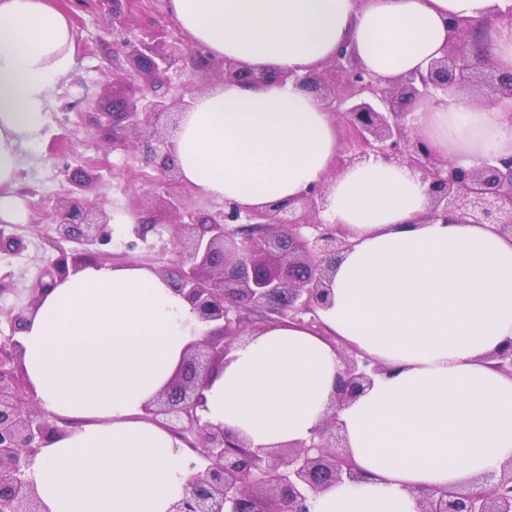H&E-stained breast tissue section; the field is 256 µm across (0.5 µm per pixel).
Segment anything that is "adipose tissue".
<instances>
[{
  "label": "adipose tissue",
  "mask_w": 512,
  "mask_h": 512,
  "mask_svg": "<svg viewBox=\"0 0 512 512\" xmlns=\"http://www.w3.org/2000/svg\"><path fill=\"white\" fill-rule=\"evenodd\" d=\"M501 0H169L189 40L213 57L284 72L268 85L227 82L197 95L175 135L182 181L203 195L264 208L327 178L340 152L336 118L300 76L352 47L387 80L422 67L448 41L450 18L484 24L512 70ZM70 17L48 0H0V222L20 219L11 189L41 139L73 66ZM405 121L435 155L464 168L512 155V107L438 92ZM327 219L350 249L336 265L327 330L269 323L234 345L202 390V421L252 448L309 440L344 365L337 336L387 374L337 410L366 479L328 487L312 512H417L421 489L476 488L512 460V377L491 353L512 342V239L489 224L423 222L428 186L370 158L332 181ZM206 327L156 271L83 267L47 290L17 339L41 407L69 421L28 469L47 512H168L195 453L148 419Z\"/></svg>",
  "instance_id": "adipose-tissue-1"
}]
</instances>
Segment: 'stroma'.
<instances>
[{"label": "stroma", "instance_id": "obj_1", "mask_svg": "<svg viewBox=\"0 0 512 512\" xmlns=\"http://www.w3.org/2000/svg\"><path fill=\"white\" fill-rule=\"evenodd\" d=\"M51 5L71 18L76 31L74 64L61 79L47 114L42 138L26 149V167L19 174L14 194L25 219L0 230L22 239L17 252H0V337L10 335L9 313L28 306L44 269L60 251H73L75 243L57 242L51 228L52 202L65 196L73 173L91 171L102 181L106 211H122L133 216L130 224L112 227V238L100 246L103 262L138 265L163 270L173 265L171 204L182 201L199 213L222 209V201L197 193L185 183L160 186V178L141 154L104 144L96 133L102 107L114 98L138 96L142 81L112 82L104 71L125 65V58L105 31L108 22L106 0H50ZM135 36L147 41L163 39L165 50L178 60L162 86L168 96L181 92V85L193 70L190 44L176 19L167 9V0H129L124 7ZM149 224L145 236L135 227Z\"/></svg>", "mask_w": 512, "mask_h": 512}]
</instances>
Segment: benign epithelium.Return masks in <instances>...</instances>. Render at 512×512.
I'll return each mask as SVG.
<instances>
[{"label":"benign epithelium","instance_id":"7a95c632","mask_svg":"<svg viewBox=\"0 0 512 512\" xmlns=\"http://www.w3.org/2000/svg\"><path fill=\"white\" fill-rule=\"evenodd\" d=\"M112 2L108 33L132 69L112 70V80L141 79L145 91L137 99L112 101L98 121L100 137L139 152L165 184L179 174L173 136L182 115L191 107L184 96L157 94L158 84L173 66L160 43L132 35L122 0ZM448 46L438 58L394 82H387L358 65L354 52L341 48L325 68L300 79L320 91L329 111L348 128V146L337 158L333 173L373 155L389 164L405 165L428 183L431 207L424 220L461 224H491L512 238V156L492 157L477 168L465 169L441 160L428 143L411 134L405 116L427 103L436 90L453 88L480 104L512 102V72L501 69L471 22L448 23ZM195 67L218 69L223 81L263 85L284 82L288 75L256 72L230 59L197 58ZM93 175L71 177L73 189L53 205L57 238L84 249L61 252L51 261L49 281L37 292L64 278L69 269L100 261L90 250L109 242L110 216L99 198L84 191ZM329 184L312 185L293 203L265 210H242L231 202L224 210L201 215L178 203L174 239L177 261L163 269L175 290L192 305L198 319L215 326L202 341L189 346L167 386L145 406L151 419L183 440L198 462L184 495L168 512H311L310 502L321 491L364 475L353 461L336 418V408L371 386L384 368L352 350L344 357L336 396L325 420L309 442L252 449L245 440L201 421L199 389L224 362L230 347L243 336L249 315L263 321L309 325L304 316L317 315L329 303V282L336 263L351 246L340 224L330 223ZM25 311L10 315L12 335L0 339V512H46L26 470L51 438L64 432L60 419L44 412L20 366ZM492 359L494 368L512 376V344ZM477 490H431L420 495L419 512H512V461L486 476Z\"/></svg>","mask_w":512,"mask_h":512}]
</instances>
